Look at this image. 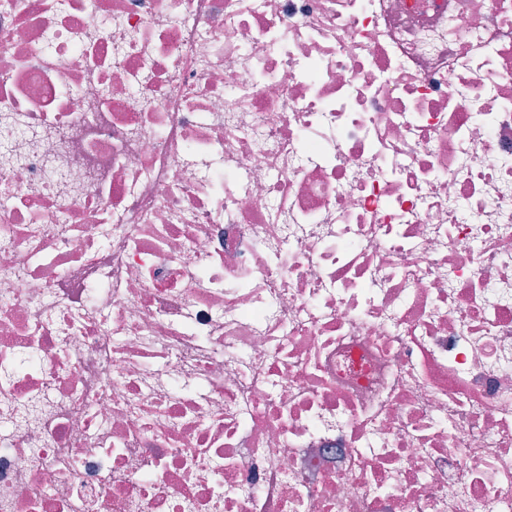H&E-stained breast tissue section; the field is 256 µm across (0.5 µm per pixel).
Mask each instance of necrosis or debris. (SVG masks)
Segmentation results:
<instances>
[{
    "mask_svg": "<svg viewBox=\"0 0 512 512\" xmlns=\"http://www.w3.org/2000/svg\"><path fill=\"white\" fill-rule=\"evenodd\" d=\"M0 512H512V0H0Z\"/></svg>",
    "mask_w": 512,
    "mask_h": 512,
    "instance_id": "4bbe7bcc",
    "label": "necrosis or debris"
}]
</instances>
